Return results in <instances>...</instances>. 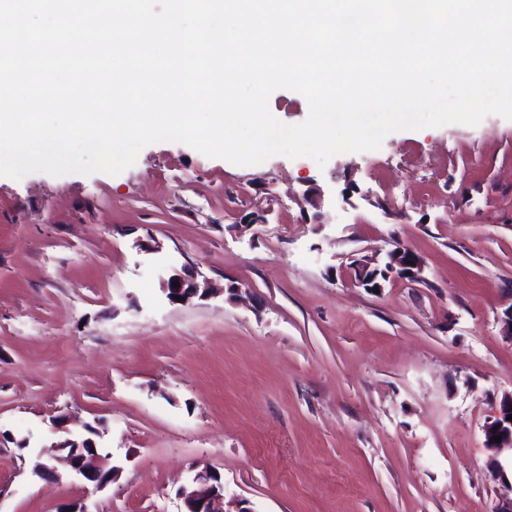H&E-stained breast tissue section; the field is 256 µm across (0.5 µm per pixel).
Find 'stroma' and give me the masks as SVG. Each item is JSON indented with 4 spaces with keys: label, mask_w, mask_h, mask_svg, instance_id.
Segmentation results:
<instances>
[{
    "label": "stroma",
    "mask_w": 512,
    "mask_h": 512,
    "mask_svg": "<svg viewBox=\"0 0 512 512\" xmlns=\"http://www.w3.org/2000/svg\"><path fill=\"white\" fill-rule=\"evenodd\" d=\"M397 244L422 283H351ZM185 265L217 294L169 302ZM511 306L496 114L323 167L158 142L117 175L0 176V512H182L206 467L252 512H491L483 427L512 391ZM59 417L104 420L114 482L33 474Z\"/></svg>",
    "instance_id": "stroma-1"
}]
</instances>
